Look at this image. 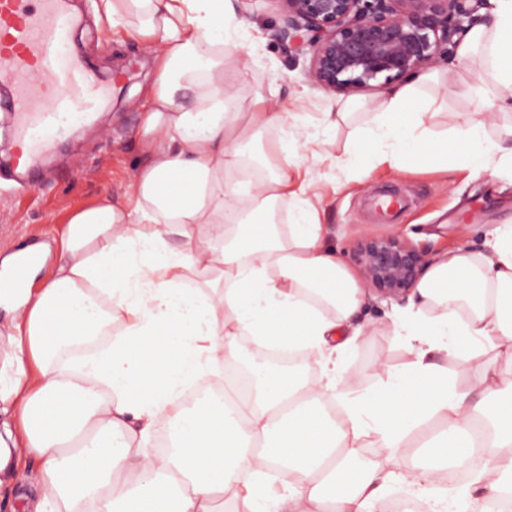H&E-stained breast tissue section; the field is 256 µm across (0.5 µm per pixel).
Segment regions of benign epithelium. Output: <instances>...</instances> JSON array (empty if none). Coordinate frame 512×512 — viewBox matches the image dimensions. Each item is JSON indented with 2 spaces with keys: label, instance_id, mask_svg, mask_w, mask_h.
Segmentation results:
<instances>
[{
  "label": "benign epithelium",
  "instance_id": "1",
  "mask_svg": "<svg viewBox=\"0 0 512 512\" xmlns=\"http://www.w3.org/2000/svg\"><path fill=\"white\" fill-rule=\"evenodd\" d=\"M282 26L275 38L311 54L308 78L326 93L351 95L402 83L456 54L488 0H278ZM359 261L370 288L404 298L430 265L426 252L392 234L370 236ZM229 370L255 391L251 365L283 361L245 343Z\"/></svg>",
  "mask_w": 512,
  "mask_h": 512
}]
</instances>
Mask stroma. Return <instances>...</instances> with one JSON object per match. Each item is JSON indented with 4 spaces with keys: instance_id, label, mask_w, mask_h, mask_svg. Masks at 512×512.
Here are the masks:
<instances>
[{
    "instance_id": "35a3bbf8",
    "label": "stroma",
    "mask_w": 512,
    "mask_h": 512,
    "mask_svg": "<svg viewBox=\"0 0 512 512\" xmlns=\"http://www.w3.org/2000/svg\"><path fill=\"white\" fill-rule=\"evenodd\" d=\"M81 25L76 40L82 54L101 79L111 81L96 122L70 131L38 163L39 179L21 185L9 163L13 119L0 112V257L20 248L51 241L70 214L107 194L121 197L134 169L144 163L138 146L140 104L154 76V60L132 31L112 27L100 0H72ZM236 43L251 65L242 95L259 89L278 104H287V123L271 129L270 140L287 139L301 162L293 170L296 182L306 183L307 194L320 207L328 244L336 249L355 277L363 274L358 247L363 238L394 232L439 257L460 247L482 250L488 232L512 224V180H493L491 173L474 175L459 159L449 157L447 171L408 161L402 168L386 166L345 171L336 159L348 147L365 115L354 116L337 128H326L323 114L335 105L336 95L313 87L307 73L308 54L289 53L273 37L281 23L277 0H233ZM433 87L435 132L452 130L459 114L474 105L462 92L461 67L443 61L436 65ZM390 186L409 196L408 206L389 219L375 210L373 200ZM386 360L405 369L410 357L391 336L365 337L347 360L344 390H365L379 378L372 366Z\"/></svg>"
}]
</instances>
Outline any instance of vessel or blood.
<instances>
[{
	"label": "vessel or blood",
	"instance_id": "1",
	"mask_svg": "<svg viewBox=\"0 0 512 512\" xmlns=\"http://www.w3.org/2000/svg\"><path fill=\"white\" fill-rule=\"evenodd\" d=\"M68 0H0V78L13 86L16 172L31 179L38 159L107 97L91 68L70 50Z\"/></svg>",
	"mask_w": 512,
	"mask_h": 512
}]
</instances>
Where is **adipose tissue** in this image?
<instances>
[{"label": "adipose tissue", "mask_w": 512, "mask_h": 512, "mask_svg": "<svg viewBox=\"0 0 512 512\" xmlns=\"http://www.w3.org/2000/svg\"><path fill=\"white\" fill-rule=\"evenodd\" d=\"M113 27L133 29L153 54L140 148L148 160L128 191L74 212L55 240L58 258L29 272L0 322V474L39 462L34 512H215L217 496L248 512H380L402 485L429 512H483L512 488V225L485 250L461 247L432 264L414 301L375 327L352 325L368 295L326 244L312 199L294 187L287 140H264L288 111L262 92L249 101V65L225 15L231 0H102ZM460 58L482 50L467 87L475 105L453 129L474 173L512 170V127L490 138L484 112L512 111V0H494ZM429 73L382 94L337 164L406 159L447 168L426 117ZM257 161L246 185L226 180ZM294 202L290 223L276 204ZM266 227L255 238L252 227ZM120 336L85 357L74 348L112 318ZM392 333L404 371L376 361L378 383L345 391L346 361L370 331ZM302 350L309 378L257 365L254 398L181 405L238 339ZM475 363L468 388L434 354ZM494 437L475 449L470 425ZM173 425L169 452L152 450ZM375 457L363 459V449ZM428 460L400 466L410 449ZM283 464L281 490L268 474Z\"/></svg>", "instance_id": "1"}]
</instances>
